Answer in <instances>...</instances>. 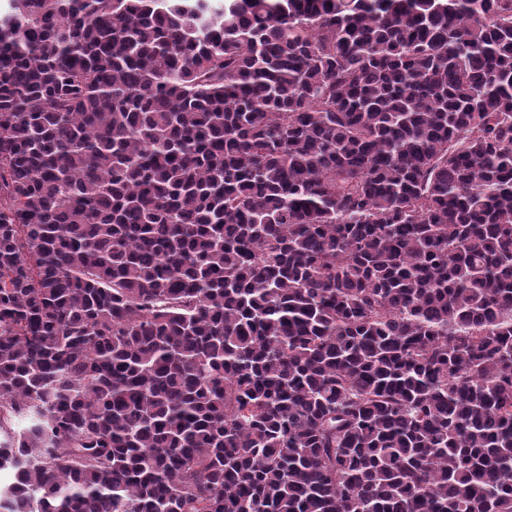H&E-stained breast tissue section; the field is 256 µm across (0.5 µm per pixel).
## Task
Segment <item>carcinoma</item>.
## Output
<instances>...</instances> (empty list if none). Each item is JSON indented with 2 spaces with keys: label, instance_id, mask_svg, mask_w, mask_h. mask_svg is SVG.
Masks as SVG:
<instances>
[{
  "label": "carcinoma",
  "instance_id": "1",
  "mask_svg": "<svg viewBox=\"0 0 512 512\" xmlns=\"http://www.w3.org/2000/svg\"><path fill=\"white\" fill-rule=\"evenodd\" d=\"M9 0L0 512H512V0Z\"/></svg>",
  "mask_w": 512,
  "mask_h": 512
}]
</instances>
